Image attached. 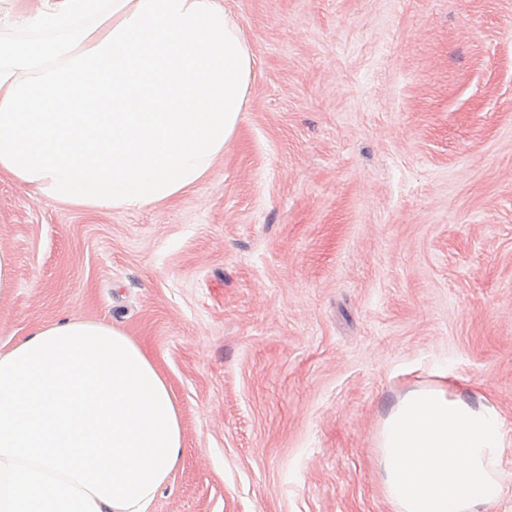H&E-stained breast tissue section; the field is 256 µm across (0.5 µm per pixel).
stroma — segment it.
Segmentation results:
<instances>
[{"instance_id": "1", "label": "stroma", "mask_w": 512, "mask_h": 512, "mask_svg": "<svg viewBox=\"0 0 512 512\" xmlns=\"http://www.w3.org/2000/svg\"><path fill=\"white\" fill-rule=\"evenodd\" d=\"M252 56L202 181L133 211L0 173V348L107 319L167 380L152 512H394L408 391L492 406L512 512V0H221ZM15 285V268L11 256L0 252V305L7 304Z\"/></svg>"}]
</instances>
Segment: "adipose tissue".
<instances>
[{
	"label": "adipose tissue",
	"mask_w": 512,
	"mask_h": 512,
	"mask_svg": "<svg viewBox=\"0 0 512 512\" xmlns=\"http://www.w3.org/2000/svg\"><path fill=\"white\" fill-rule=\"evenodd\" d=\"M251 64L219 0H42L0 25V172L74 207L165 201L223 154ZM504 442L493 407L410 390L379 438L396 512H486ZM181 452L165 379L111 321L0 351V512H150Z\"/></svg>",
	"instance_id": "obj_1"
}]
</instances>
